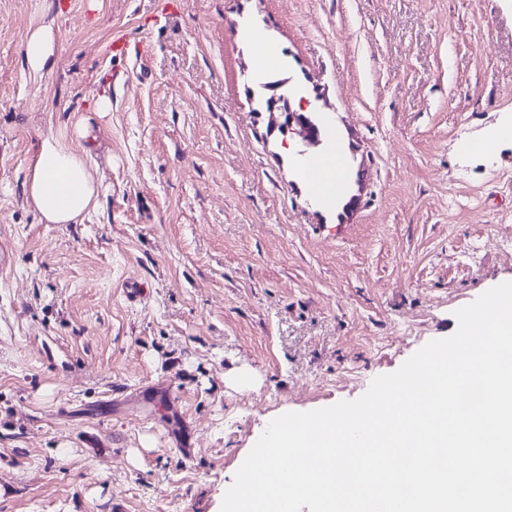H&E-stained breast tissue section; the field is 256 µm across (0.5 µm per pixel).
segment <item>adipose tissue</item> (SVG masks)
<instances>
[{"mask_svg":"<svg viewBox=\"0 0 512 512\" xmlns=\"http://www.w3.org/2000/svg\"><path fill=\"white\" fill-rule=\"evenodd\" d=\"M64 132L40 136L27 172L26 197L41 222L80 223L98 204L101 178Z\"/></svg>","mask_w":512,"mask_h":512,"instance_id":"1","label":"adipose tissue"}]
</instances>
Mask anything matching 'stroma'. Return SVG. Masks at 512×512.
<instances>
[{"mask_svg":"<svg viewBox=\"0 0 512 512\" xmlns=\"http://www.w3.org/2000/svg\"><path fill=\"white\" fill-rule=\"evenodd\" d=\"M262 74L318 101L334 205ZM78 125L98 205L40 223L33 147ZM510 126L512 0H0V512H220L273 416L359 398L512 281ZM22 50L30 70L42 73L54 51L51 28L43 27L31 32L25 40ZM308 167L314 175L322 172L327 176L326 191L328 193L336 192V195L339 193L341 189L342 164L337 154L336 156L327 155L326 153L317 154L309 160Z\"/></svg>","mask_w":512,"mask_h":512,"instance_id":"stroma-1","label":"stroma"}]
</instances>
